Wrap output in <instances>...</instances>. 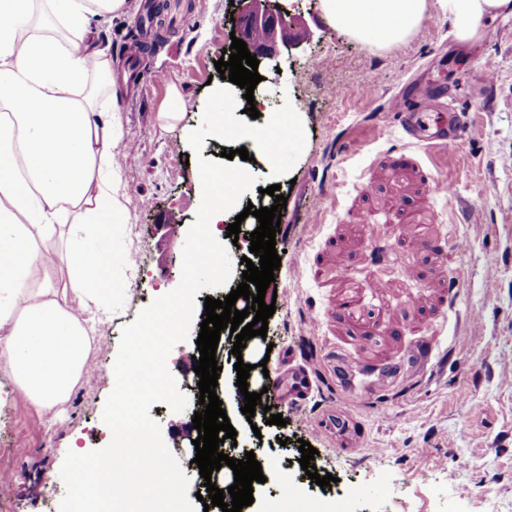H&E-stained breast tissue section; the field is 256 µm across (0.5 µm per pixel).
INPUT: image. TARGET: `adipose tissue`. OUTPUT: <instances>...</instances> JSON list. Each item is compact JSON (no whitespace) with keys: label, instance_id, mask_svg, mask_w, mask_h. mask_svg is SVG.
Here are the masks:
<instances>
[{"label":"adipose tissue","instance_id":"adipose-tissue-1","mask_svg":"<svg viewBox=\"0 0 512 512\" xmlns=\"http://www.w3.org/2000/svg\"><path fill=\"white\" fill-rule=\"evenodd\" d=\"M326 22L377 50L408 41L429 11L452 22L458 42L478 40L484 20L512 16V0H318ZM131 0H0V364L18 394L45 410L63 406L87 376L85 313L118 297L113 242L129 215L116 162L114 114L121 85L111 47L91 17L129 16ZM247 102L230 89L197 135L223 132L266 152L280 126L300 133L293 109L268 114L265 132L244 130ZM74 260L64 283L51 272L60 234Z\"/></svg>","mask_w":512,"mask_h":512}]
</instances>
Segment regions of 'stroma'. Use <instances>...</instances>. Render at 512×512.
Wrapping results in <instances>:
<instances>
[{
    "mask_svg": "<svg viewBox=\"0 0 512 512\" xmlns=\"http://www.w3.org/2000/svg\"><path fill=\"white\" fill-rule=\"evenodd\" d=\"M133 2L130 17L93 24L124 79L118 162L131 205L114 249L140 265L119 267L124 291L91 332L93 374L61 415L19 399L0 365V473L13 479L0 512H60L71 446L87 453L107 443L102 415L123 327L181 280L185 241L159 225L173 216L188 227L198 213L197 153L187 135L223 91L214 62L235 8L185 0L184 22L134 60L124 46L139 31L145 0ZM279 3L300 18L303 43L281 55L280 69L263 68L256 95L269 112L294 107L303 137L271 173L287 206L276 236V311L254 356L282 376L306 367L315 390L272 406L285 426L268 424V413L246 418L235 402V335L220 339L216 394L237 432L232 453L254 452L265 466L242 512H268L285 498L336 512L338 489L349 512H512V17L485 22L481 40L461 44L434 14L405 44L375 53L328 26L317 0ZM487 66L495 85L479 77ZM374 83L377 94L364 95ZM332 84L347 96L328 95ZM176 93L195 108L162 126L159 114ZM396 98L411 108L433 98L441 107L434 122L462 120L455 164L400 130L389 110ZM440 178L453 193H434ZM474 209L481 223L471 222ZM346 403L360 437L348 449L324 423ZM149 414L189 469L191 412L156 403ZM303 440L335 487L308 479Z\"/></svg>",
    "mask_w": 512,
    "mask_h": 512,
    "instance_id": "1",
    "label": "stroma"
}]
</instances>
